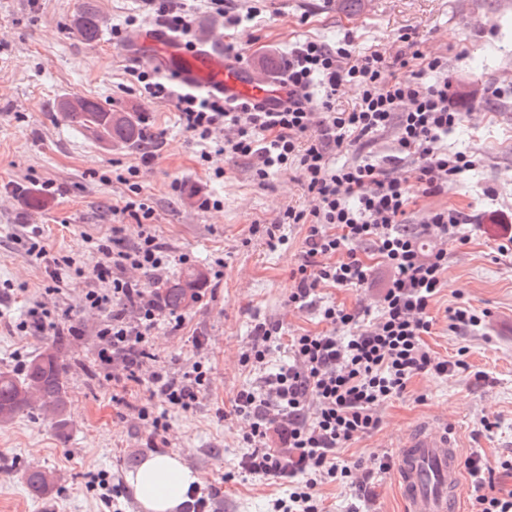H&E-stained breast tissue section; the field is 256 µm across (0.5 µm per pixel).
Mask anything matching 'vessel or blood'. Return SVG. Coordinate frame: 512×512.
Listing matches in <instances>:
<instances>
[{
	"instance_id": "obj_1",
	"label": "vessel or blood",
	"mask_w": 512,
	"mask_h": 512,
	"mask_svg": "<svg viewBox=\"0 0 512 512\" xmlns=\"http://www.w3.org/2000/svg\"><path fill=\"white\" fill-rule=\"evenodd\" d=\"M129 44L139 60L174 76L183 86L267 107L285 97L284 90L272 88L219 50L186 46L158 25L150 23L134 31ZM459 461L451 432L423 427L409 435L399 447L395 466L404 512H449L461 485Z\"/></svg>"
}]
</instances>
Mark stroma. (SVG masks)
<instances>
[{
  "label": "stroma",
  "mask_w": 512,
  "mask_h": 512,
  "mask_svg": "<svg viewBox=\"0 0 512 512\" xmlns=\"http://www.w3.org/2000/svg\"><path fill=\"white\" fill-rule=\"evenodd\" d=\"M84 3L0 0V371L22 372L32 357L53 350L68 398L65 425L35 409L0 425V512H143L130 493L105 500L98 482L125 484L155 450L179 454L199 484L220 487L212 512H268L288 487L242 475L243 425L230 414L236 393L259 382L241 360L253 328L267 321L291 336L319 331V306L372 307L378 291L322 287L316 307L289 306L304 229L286 225L287 244L272 249L264 227L288 207L311 208L296 167L260 185L248 161L221 155L202 161V147L185 132L174 102L149 99L127 75L134 59L126 37L156 22L154 10L144 0H96L102 32L89 43L75 27ZM405 32L422 53L447 58L453 80L478 95L474 111L448 136L449 150L473 155L476 167L440 195H416L405 216L417 225L440 208L470 216L466 244L448 245L446 286L431 306L434 325L425 338L436 356L463 359L465 366L445 377L415 376L401 397L380 406L378 430L339 449L341 459L373 475L364 488L322 484L326 512H403L393 470L374 469L373 459L395 457L424 425L452 431L465 456L477 451L493 463L512 453V253L498 250L512 224V0H360L353 9L345 0H224L220 14L199 6L190 33L195 43L218 35L234 41L246 66L270 76L284 68L296 42L310 37L349 43L356 58L374 51L389 58L403 50ZM495 87L504 97L487 99ZM69 95L136 113L151 136L152 163L141 165L139 149L96 141L69 125L57 107ZM133 182L174 256L165 280L189 267L205 274L183 326L163 322L149 337L151 353L169 373L198 363L207 374V389L185 412L164 410L143 384H129L123 401L114 400L108 371L95 361V319L81 307L95 280L73 274L63 293H51L43 262L24 246L39 230L50 255L72 257L85 270L99 259L90 239L112 235L113 226L123 228L120 245H134L139 228L122 211ZM215 198L220 208L212 207ZM42 303L57 306L79 335L19 330L27 309ZM461 305L483 312L480 327L452 328L448 311ZM143 407L167 412L164 443H152L138 416ZM486 420L492 431H484ZM30 467L55 475L51 494H29L22 474Z\"/></svg>",
  "instance_id": "1"
}]
</instances>
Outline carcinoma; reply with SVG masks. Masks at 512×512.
I'll return each instance as SVG.
<instances>
[{
  "label": "carcinoma",
  "mask_w": 512,
  "mask_h": 512,
  "mask_svg": "<svg viewBox=\"0 0 512 512\" xmlns=\"http://www.w3.org/2000/svg\"><path fill=\"white\" fill-rule=\"evenodd\" d=\"M75 25L88 42L96 41L101 34V19L89 3ZM59 108L68 123L99 141L124 147H145L140 123L130 112H114L79 96L61 99ZM194 274L195 270L188 269L162 289L161 297L166 307L184 309L198 300L199 290L189 292L184 288V282ZM62 378L63 367L51 351L32 358L19 375L0 372V424H8L33 409L36 403L59 418V422H64L68 399ZM25 484L35 497L46 496L53 488L52 476L39 468L26 471Z\"/></svg>",
  "instance_id": "cac0c4a2"
}]
</instances>
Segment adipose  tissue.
Wrapping results in <instances>:
<instances>
[{"mask_svg":"<svg viewBox=\"0 0 512 512\" xmlns=\"http://www.w3.org/2000/svg\"><path fill=\"white\" fill-rule=\"evenodd\" d=\"M198 477L176 454L146 457L126 481L144 512H177Z\"/></svg>","mask_w":512,"mask_h":512,"instance_id":"1","label":"adipose tissue"}]
</instances>
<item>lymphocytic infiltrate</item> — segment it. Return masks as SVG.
Segmentation results:
<instances>
[{"mask_svg": "<svg viewBox=\"0 0 512 512\" xmlns=\"http://www.w3.org/2000/svg\"><path fill=\"white\" fill-rule=\"evenodd\" d=\"M446 69L442 58L417 50L391 58L374 51L355 61L346 47L307 38L292 48L279 77L288 87L287 104L271 109L182 87L156 71H128L153 98L175 102L184 130L196 141L211 152L249 160L256 181L296 165L313 202L308 210L286 209L265 232L273 245L284 240L282 225L303 226L302 260L288 303L318 307L325 328L288 338L281 325L258 323L242 361L265 374L260 387L240 390L232 404L233 415L245 424L243 472L288 485L287 497L273 499L270 512H324L322 482L352 475L338 448L377 430L380 405L402 395L412 378L444 377L460 366L434 356L425 338L433 326L430 307L444 285V244L465 243L470 217L438 210L418 231L404 222L415 192L439 194L476 165L472 156L443 145L468 109L467 95L450 92ZM347 83L358 86L359 102L340 112L336 93ZM389 130L396 133L394 146L382 161L333 163L332 151L369 147L374 136ZM123 210L135 218L138 240L128 249L112 237L96 241L100 258L92 276L99 285L82 298L83 308L102 316L97 362L116 367L114 383H147L151 397L187 411L206 382L200 366L178 379L160 365L143 370L151 328L183 322L143 281L147 274L163 276L170 251L150 224L151 207L130 198ZM421 231L439 240L440 248L423 251L417 244ZM367 250L389 272L375 321L364 323L361 311L333 302L317 305L320 286L369 285L373 269L362 257ZM281 347L291 364L266 371L270 354ZM465 466L476 512H512V491H484L497 470H512V460L494 467L474 454Z\"/></svg>", "mask_w": 512, "mask_h": 512, "instance_id": "1", "label": "lymphocytic infiltrate"}]
</instances>
